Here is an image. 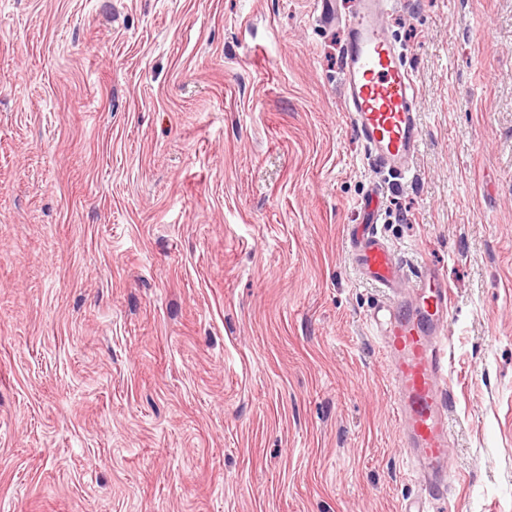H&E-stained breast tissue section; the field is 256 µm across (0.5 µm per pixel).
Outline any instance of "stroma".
<instances>
[{
    "label": "stroma",
    "mask_w": 512,
    "mask_h": 512,
    "mask_svg": "<svg viewBox=\"0 0 512 512\" xmlns=\"http://www.w3.org/2000/svg\"><path fill=\"white\" fill-rule=\"evenodd\" d=\"M423 144L317 0H0V512H399L361 200L453 294L450 512H512V0H398ZM390 0H355L344 19L343 107L372 162L389 174L412 171L421 144L412 72L385 34Z\"/></svg>",
    "instance_id": "35a3bbf8"
}]
</instances>
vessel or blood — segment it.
Here are the masks:
<instances>
[{
	"label": "vessel or blood",
	"mask_w": 512,
	"mask_h": 512,
	"mask_svg": "<svg viewBox=\"0 0 512 512\" xmlns=\"http://www.w3.org/2000/svg\"><path fill=\"white\" fill-rule=\"evenodd\" d=\"M391 0H355L345 18L343 107L372 162L395 176L413 168L421 144L412 72L383 27ZM365 221L349 231L352 258L360 274L383 288L385 301L367 320L390 359L393 405L401 423L400 451L410 459L425 488L401 512H447L453 402L451 294L440 270L431 265L406 277L402 263L380 238L375 199L363 202ZM409 278L410 295L400 290Z\"/></svg>",
	"instance_id": "b4317fda"
}]
</instances>
